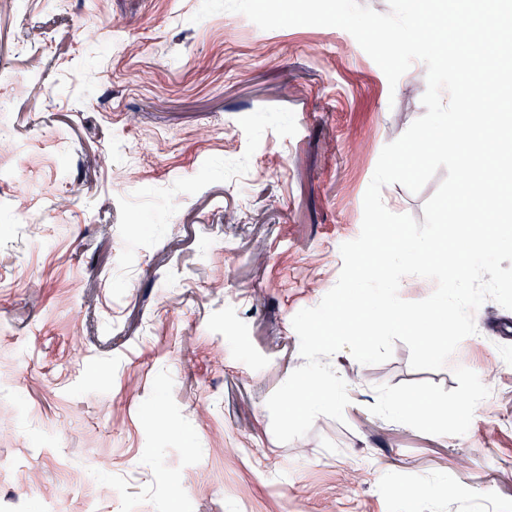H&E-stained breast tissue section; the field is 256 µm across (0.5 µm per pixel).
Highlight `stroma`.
<instances>
[{
    "instance_id": "35a3bbf8",
    "label": "stroma",
    "mask_w": 512,
    "mask_h": 512,
    "mask_svg": "<svg viewBox=\"0 0 512 512\" xmlns=\"http://www.w3.org/2000/svg\"><path fill=\"white\" fill-rule=\"evenodd\" d=\"M201 2L0 0V512H512L491 299L442 369L341 350L343 421L275 439L292 318L336 284L426 67L392 87L345 30L192 22ZM445 175L383 202L423 220Z\"/></svg>"
}]
</instances>
